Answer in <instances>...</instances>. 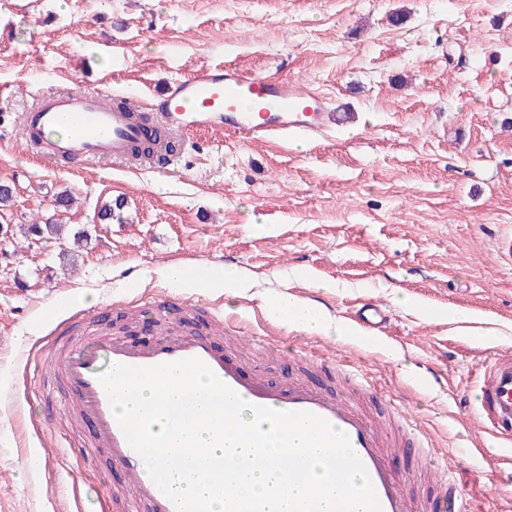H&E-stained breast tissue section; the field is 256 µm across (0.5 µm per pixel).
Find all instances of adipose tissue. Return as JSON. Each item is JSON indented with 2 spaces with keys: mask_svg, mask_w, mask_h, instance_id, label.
Segmentation results:
<instances>
[{
  "mask_svg": "<svg viewBox=\"0 0 512 512\" xmlns=\"http://www.w3.org/2000/svg\"><path fill=\"white\" fill-rule=\"evenodd\" d=\"M162 277L190 288H213L223 290L229 297H240L252 287L251 281L241 276L234 268L224 267L216 275L189 276L186 268L179 264H170L162 268ZM272 312L307 333L344 338L352 330L346 323L330 316L327 310L317 302L305 300L291 292L277 294L270 302Z\"/></svg>",
  "mask_w": 512,
  "mask_h": 512,
  "instance_id": "adipose-tissue-1",
  "label": "adipose tissue"
}]
</instances>
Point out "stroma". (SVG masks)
I'll return each instance as SVG.
<instances>
[{
    "instance_id": "1",
    "label": "stroma",
    "mask_w": 512,
    "mask_h": 512,
    "mask_svg": "<svg viewBox=\"0 0 512 512\" xmlns=\"http://www.w3.org/2000/svg\"><path fill=\"white\" fill-rule=\"evenodd\" d=\"M0 0V512H117L125 480L105 452L72 473L78 431L43 320L60 297L94 296L99 330L132 344L159 326L133 297L220 301L246 313L272 379L298 372L301 342L372 372L382 405L412 416L474 512H512V445L483 434L471 399L495 351L512 350V0ZM231 65L316 86L344 115L313 144L242 146L192 134L176 170L113 161L47 164L21 136L38 93L79 82L149 100L193 68ZM70 193V209L57 206ZM125 207L101 223V205ZM87 230L78 256L22 226ZM172 262L235 266L255 295L166 281ZM292 292L344 322L385 307L384 348L293 328L264 298ZM479 311L486 341L450 324ZM435 383L423 391L418 377ZM55 449L50 459L37 447Z\"/></svg>"
}]
</instances>
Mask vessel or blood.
<instances>
[{
  "label": "vessel or blood",
  "instance_id": "1",
  "mask_svg": "<svg viewBox=\"0 0 512 512\" xmlns=\"http://www.w3.org/2000/svg\"><path fill=\"white\" fill-rule=\"evenodd\" d=\"M177 135L222 128L236 141L257 139L309 141L324 135L334 121L329 99L318 88L298 91L284 79L210 66L191 72L171 85L152 111H143L137 101L120 105L106 103L81 85L61 92L41 94L39 102L23 119L27 145L49 162L101 160L118 162L129 158L130 143L140 137L151 120ZM386 322L385 310L372 304L356 325L375 335ZM215 328L191 332L166 327L162 337L146 346L129 344L118 337H99L88 331L66 337L60 358L65 398L75 420L92 431L90 440L74 447L75 460L91 450L105 449L113 465L125 475L132 489L120 512H177L174 503L145 477V462L128 443L98 379L113 365L147 367L183 359H201L214 374L246 402L281 411H309L346 434L363 462L382 512H429V502L414 497L406 477L392 467L382 420L306 378L288 376L272 380L253 371L243 347L219 348ZM307 360L323 368L336 367L352 386L368 395L377 390L369 374L350 361L337 359L325 347L309 350ZM484 429L502 441H512V354H494L483 379L476 386ZM391 421L402 430V446L421 449V462L434 469L430 450L411 419L391 412Z\"/></svg>",
  "mask_w": 512,
  "mask_h": 512
}]
</instances>
